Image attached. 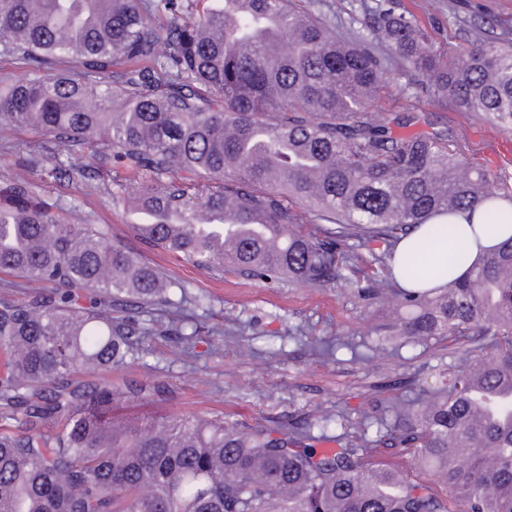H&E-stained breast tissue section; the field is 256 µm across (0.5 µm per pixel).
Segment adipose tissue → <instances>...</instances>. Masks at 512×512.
Returning <instances> with one entry per match:
<instances>
[{"instance_id": "1", "label": "adipose tissue", "mask_w": 512, "mask_h": 512, "mask_svg": "<svg viewBox=\"0 0 512 512\" xmlns=\"http://www.w3.org/2000/svg\"><path fill=\"white\" fill-rule=\"evenodd\" d=\"M455 234L452 238L429 240L426 228H419L404 237L396 250L397 260L393 264L396 279H403L402 259L415 253L419 247H426L430 264L439 268L440 276L426 280V287L433 288L445 284L447 279L463 277L472 261L480 252L493 247L512 236L511 224L487 226L483 211H476L471 218L457 215L452 217Z\"/></svg>"}]
</instances>
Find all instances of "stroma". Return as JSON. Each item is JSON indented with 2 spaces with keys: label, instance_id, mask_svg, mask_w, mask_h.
<instances>
[{
  "label": "stroma",
  "instance_id": "35a3bbf8",
  "mask_svg": "<svg viewBox=\"0 0 512 512\" xmlns=\"http://www.w3.org/2000/svg\"><path fill=\"white\" fill-rule=\"evenodd\" d=\"M413 13L447 55H461L476 39L499 37L512 27V0H395ZM376 0H309L311 9L331 19L338 33L374 40L371 9ZM429 78L407 70L398 60L385 61L384 83L372 102L374 111L392 109L428 115L438 129L463 136L467 158L512 181V159L493 157L489 141L501 137L490 122L429 103L422 92ZM22 175L39 195L80 207L85 224H108L113 239L141 259L189 282L204 297L208 316L223 321L218 352L185 354L175 336L153 338L142 359L113 371L112 381H159L167 392L151 411L224 414L267 426H285L320 415L328 417L327 435L339 434L336 417H358L375 408L393 413L406 397L407 385L436 386L448 365L463 366L451 342L399 343L377 335L389 319L376 305L341 286L315 288L295 284L270 288L235 274L216 280L191 266L173 263L164 251L135 239L133 214L113 204L94 181H57L37 169L13 165L0 157V177ZM339 343L335 355L326 345Z\"/></svg>",
  "mask_w": 512,
  "mask_h": 512
}]
</instances>
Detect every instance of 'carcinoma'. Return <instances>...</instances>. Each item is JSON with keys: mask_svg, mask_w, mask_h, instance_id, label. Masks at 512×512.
<instances>
[{"mask_svg": "<svg viewBox=\"0 0 512 512\" xmlns=\"http://www.w3.org/2000/svg\"><path fill=\"white\" fill-rule=\"evenodd\" d=\"M390 54L431 76L436 102L512 131V37L443 59L415 18L377 0ZM0 128L43 137L27 163L103 181L142 215L141 241L213 277L340 284L396 302L387 332L452 339L467 368L410 401L393 426L318 449L310 426L194 413L120 414L158 382L99 378L150 336L215 351L189 283L143 263L78 206L0 181V512H512V236L437 291L394 278L400 238L429 218L490 204L504 178L465 160L428 117L373 112L384 59L296 0H0ZM87 156L91 167L65 160ZM383 250L365 260L355 242ZM59 420L55 433L48 423ZM395 448L416 475L373 464Z\"/></svg>", "mask_w": 512, "mask_h": 512, "instance_id": "obj_1", "label": "carcinoma"}]
</instances>
